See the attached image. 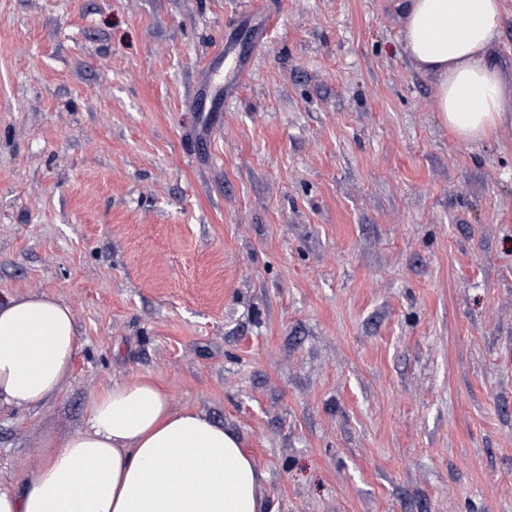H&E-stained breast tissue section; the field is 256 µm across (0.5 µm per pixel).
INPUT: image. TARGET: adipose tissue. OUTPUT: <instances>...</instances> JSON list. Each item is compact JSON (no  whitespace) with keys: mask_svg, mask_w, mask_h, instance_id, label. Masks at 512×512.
Masks as SVG:
<instances>
[{"mask_svg":"<svg viewBox=\"0 0 512 512\" xmlns=\"http://www.w3.org/2000/svg\"><path fill=\"white\" fill-rule=\"evenodd\" d=\"M502 0H407L402 45L437 79L435 110L479 143L512 110V83L489 59ZM78 349L72 308L50 295L0 296V409L52 398ZM263 472L240 440L152 381L113 384L86 425L51 438L37 478L0 488V512H265Z\"/></svg>","mask_w":512,"mask_h":512,"instance_id":"obj_1","label":"adipose tissue"}]
</instances>
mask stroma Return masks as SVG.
Instances as JSON below:
<instances>
[{
  "label": "stroma",
  "mask_w": 512,
  "mask_h": 512,
  "mask_svg": "<svg viewBox=\"0 0 512 512\" xmlns=\"http://www.w3.org/2000/svg\"><path fill=\"white\" fill-rule=\"evenodd\" d=\"M401 0H0V293L79 348L0 485L137 376L268 512H512V112L461 142Z\"/></svg>",
  "instance_id": "35a3bbf8"
}]
</instances>
